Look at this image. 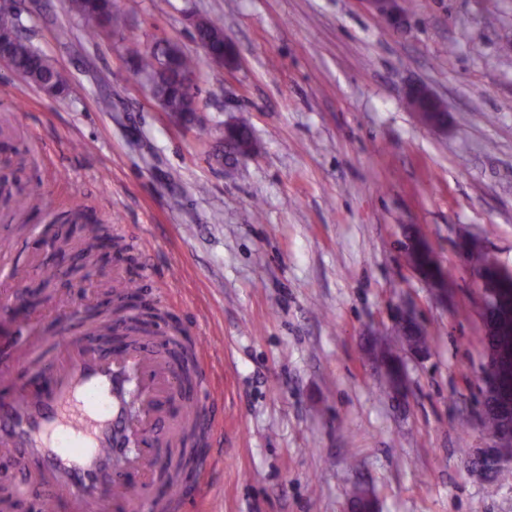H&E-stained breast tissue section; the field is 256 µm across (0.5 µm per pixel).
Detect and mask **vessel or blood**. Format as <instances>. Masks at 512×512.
Instances as JSON below:
<instances>
[{
  "instance_id": "obj_1",
  "label": "vessel or blood",
  "mask_w": 512,
  "mask_h": 512,
  "mask_svg": "<svg viewBox=\"0 0 512 512\" xmlns=\"http://www.w3.org/2000/svg\"><path fill=\"white\" fill-rule=\"evenodd\" d=\"M177 388L159 348L65 337L54 360L0 401V453L43 485L46 512H129L156 482L144 438L159 454L179 440Z\"/></svg>"
}]
</instances>
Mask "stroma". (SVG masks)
I'll return each mask as SVG.
<instances>
[{
    "mask_svg": "<svg viewBox=\"0 0 512 512\" xmlns=\"http://www.w3.org/2000/svg\"><path fill=\"white\" fill-rule=\"evenodd\" d=\"M395 29L362 0H112L121 24L89 43L63 0H18L27 40L62 72L50 97L0 65V140L28 148L25 190L44 198L26 233L0 209L23 268L49 264L47 214L81 208L122 227L147 299L222 354L200 403H218L205 495L183 512H347L354 486L380 512H512L465 460L482 447V300L457 252L481 239L512 270V0H405ZM219 18L237 52L202 63V122L180 123L140 87L125 37L177 41ZM424 85L448 128L406 103ZM256 145L229 154L225 127ZM449 271L448 300L407 266L404 229ZM415 312L431 338L402 351L406 393L364 350Z\"/></svg>",
    "mask_w": 512,
    "mask_h": 512,
    "instance_id": "35a3bbf8",
    "label": "stroma"
}]
</instances>
